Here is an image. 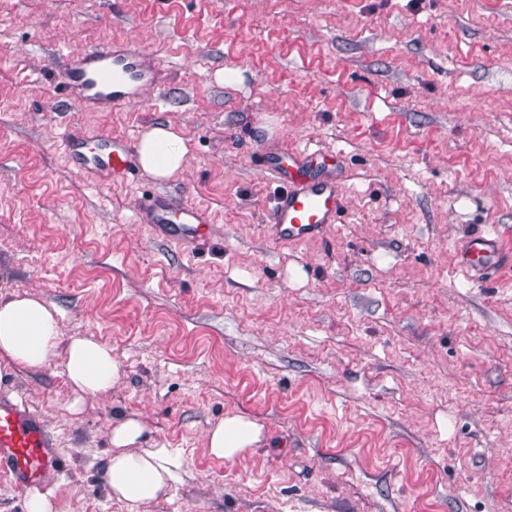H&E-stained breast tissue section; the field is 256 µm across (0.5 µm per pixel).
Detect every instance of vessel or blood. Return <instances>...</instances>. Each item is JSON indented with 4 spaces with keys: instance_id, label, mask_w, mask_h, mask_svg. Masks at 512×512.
<instances>
[{
    "instance_id": "b4317fda",
    "label": "vessel or blood",
    "mask_w": 512,
    "mask_h": 512,
    "mask_svg": "<svg viewBox=\"0 0 512 512\" xmlns=\"http://www.w3.org/2000/svg\"><path fill=\"white\" fill-rule=\"evenodd\" d=\"M164 69L137 45H108L79 56L75 65L60 75L64 90L87 109L112 110L129 99V87L138 81L161 86ZM64 151L80 173L90 179L124 180L137 175L135 142L127 137H107L103 153L88 161L85 141L76 133H65ZM315 156L305 148L292 151L289 169L274 168L281 191L273 207L272 232L282 240L305 241L321 238L330 225L339 223L343 212L342 190L334 176L304 178ZM176 217L181 241L203 237L209 218L201 208L162 201L146 204L140 219L147 224H164ZM504 249L497 236L485 232L467 238L458 251L459 264L468 270H489L499 265ZM61 470V460L53 449L43 420L22 402L0 398V473L8 476L24 492L44 489Z\"/></svg>"
}]
</instances>
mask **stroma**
<instances>
[{"label": "stroma", "instance_id": "obj_1", "mask_svg": "<svg viewBox=\"0 0 512 512\" xmlns=\"http://www.w3.org/2000/svg\"><path fill=\"white\" fill-rule=\"evenodd\" d=\"M125 43L167 83L112 111L57 85ZM168 121L167 180L97 184L60 145ZM297 148L337 155L344 196L305 243L269 229L264 166ZM155 195L209 235L140 223ZM483 231L512 250V0H0V299L45 300L121 369L78 413L61 357L0 377L56 445L60 512H127L103 478L123 415L178 458L144 512H512V265L455 254ZM229 413L264 438L224 461ZM263 439V426L242 415L226 414L213 424L207 433L210 455L226 461L233 460Z\"/></svg>", "mask_w": 512, "mask_h": 512}]
</instances>
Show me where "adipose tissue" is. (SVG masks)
<instances>
[{"instance_id": "adipose-tissue-1", "label": "adipose tissue", "mask_w": 512, "mask_h": 512, "mask_svg": "<svg viewBox=\"0 0 512 512\" xmlns=\"http://www.w3.org/2000/svg\"><path fill=\"white\" fill-rule=\"evenodd\" d=\"M187 152L184 137L168 124L150 128L138 147L141 167L158 179L177 175L186 164ZM58 354L63 357L74 396L71 411H81L86 398L110 390L120 375L111 347L100 340L77 336L60 344L56 311L42 299L29 295L0 299V371L16 366L41 369ZM144 431V424L134 416L119 418L111 430L105 484L112 498L123 502L128 512H139L142 506L163 497L176 464L172 449L143 447ZM262 439L263 428L256 421L228 414L210 427L207 450L213 457L228 461Z\"/></svg>"}]
</instances>
